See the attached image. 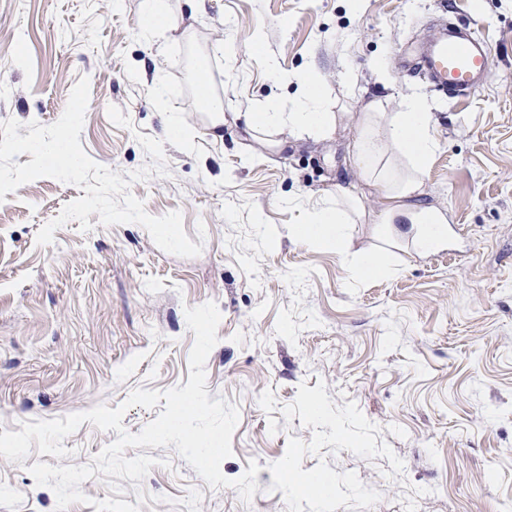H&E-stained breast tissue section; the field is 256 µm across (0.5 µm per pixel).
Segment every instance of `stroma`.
Returning <instances> with one entry per match:
<instances>
[{
  "label": "stroma",
  "instance_id": "35a3bbf8",
  "mask_svg": "<svg viewBox=\"0 0 512 512\" xmlns=\"http://www.w3.org/2000/svg\"><path fill=\"white\" fill-rule=\"evenodd\" d=\"M145 0H0V122L48 126L73 86L90 82L81 145L127 175L152 159L139 135L160 140L166 174L132 182L146 211L180 212L202 251L158 248L137 223L91 214L39 229L79 187L42 177L0 202V430L116 408L138 388L186 384L194 333L186 309L221 313L206 389L239 410L236 479L257 461L258 491L243 500L212 488L174 448L140 485L95 474L86 500L141 512H512V0H162L168 31L145 39ZM459 20L491 53L485 86L443 99L404 71L401 49ZM385 67L389 83L376 81ZM312 73L330 138L282 133L256 140L245 115L269 101L291 109ZM426 102L439 147L421 175L423 199L448 219L445 247L421 252L371 221L380 203L353 171L352 117L374 97L400 111ZM224 111V139L208 135L207 101ZM194 132L184 147L170 117ZM364 193L368 218L345 250L309 243L299 225L336 201L337 185ZM381 253L382 273L359 272ZM118 437L83 423L71 456L0 457V512H56L28 471L90 463Z\"/></svg>",
  "mask_w": 512,
  "mask_h": 512
}]
</instances>
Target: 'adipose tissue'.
<instances>
[{"mask_svg":"<svg viewBox=\"0 0 512 512\" xmlns=\"http://www.w3.org/2000/svg\"><path fill=\"white\" fill-rule=\"evenodd\" d=\"M303 96L292 110L269 103L262 112L249 113L251 130L290 134L319 142L331 135L335 117L323 109L318 87L311 76L302 79ZM360 133L353 166L366 186L383 196L386 207L381 222L389 232L409 238L423 249L447 242L448 230L443 215L422 202L418 178L432 157L438 142L434 136L432 114L420 98H405L398 112L386 111L383 101L369 102L364 112L355 117ZM339 206H326L317 211L307 224L301 225L299 236L308 242L327 241L344 249L347 226L353 216H364L360 195L338 188Z\"/></svg>","mask_w":512,"mask_h":512,"instance_id":"adipose-tissue-1","label":"adipose tissue"}]
</instances>
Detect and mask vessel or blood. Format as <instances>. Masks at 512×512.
Wrapping results in <instances>:
<instances>
[{"mask_svg":"<svg viewBox=\"0 0 512 512\" xmlns=\"http://www.w3.org/2000/svg\"><path fill=\"white\" fill-rule=\"evenodd\" d=\"M489 67L488 47L467 30L417 50L408 70L425 74L441 96L453 99L479 91L487 80Z\"/></svg>","mask_w":512,"mask_h":512,"instance_id":"vessel-or-blood-1","label":"vessel or blood"}]
</instances>
